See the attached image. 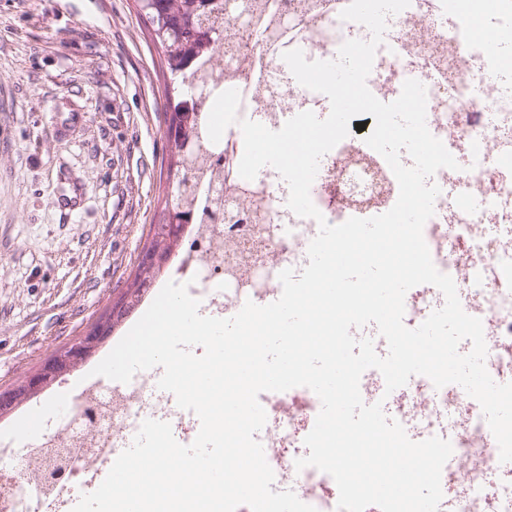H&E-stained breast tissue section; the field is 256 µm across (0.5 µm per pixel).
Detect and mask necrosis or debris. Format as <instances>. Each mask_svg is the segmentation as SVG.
Wrapping results in <instances>:
<instances>
[{"label": "necrosis or debris", "mask_w": 512, "mask_h": 512, "mask_svg": "<svg viewBox=\"0 0 512 512\" xmlns=\"http://www.w3.org/2000/svg\"><path fill=\"white\" fill-rule=\"evenodd\" d=\"M252 2L261 27L220 21L224 51L188 69L185 86L192 89L219 75L225 88L240 93L239 118L272 130L304 111L326 118L328 98L301 86L282 55L299 49L307 60H332L343 42L369 39V30L341 20L336 0ZM410 78L426 88L430 132L459 164L432 178L441 193L423 228L424 239L436 268L453 278L464 297V311L486 321L493 372L512 379V237L479 236L484 225L512 223V0H411L389 16L367 86L390 103ZM217 148L224 154V199L243 207L248 219L187 226L170 279L188 284L201 308L221 318L237 314L245 301L279 298V273L304 269L319 226L288 208L289 188L274 168L251 181L240 177L244 145L238 125L225 130ZM310 194L327 222L340 224L387 212L399 186L386 160L363 136L352 134L323 156ZM472 199L477 207H469ZM158 381L150 369L110 396L95 386L75 394L65 426L0 471V512H49L62 494L82 493L87 475L111 461L113 449L130 445L144 420H193L194 412L179 408ZM262 401L269 413L265 440L280 478L301 484V501L316 512H337L334 479L311 466L295 467V449L319 413L318 396L296 387L263 395ZM393 404L400 423L414 433L438 435L443 417H459L452 442L457 470L441 480L457 512H512L511 484L491 494L484 490L485 467L474 457L481 452L495 460L499 448L455 386L438 389L420 375L406 391L394 393Z\"/></svg>", "instance_id": "necrosis-or-debris-1"}]
</instances>
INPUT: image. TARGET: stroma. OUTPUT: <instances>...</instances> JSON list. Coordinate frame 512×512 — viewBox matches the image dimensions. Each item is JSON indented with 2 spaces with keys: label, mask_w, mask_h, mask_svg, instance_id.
Instances as JSON below:
<instances>
[{
  "label": "stroma",
  "mask_w": 512,
  "mask_h": 512,
  "mask_svg": "<svg viewBox=\"0 0 512 512\" xmlns=\"http://www.w3.org/2000/svg\"><path fill=\"white\" fill-rule=\"evenodd\" d=\"M170 81L134 0H0V389L17 384L80 336L127 290L158 223L172 162ZM82 114L69 133L51 118L62 97ZM81 188L73 216L57 205ZM158 288L95 358L0 418L9 446L29 447L32 414L52 411L142 317Z\"/></svg>",
  "instance_id": "stroma-1"
}]
</instances>
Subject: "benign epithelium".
Segmentation results:
<instances>
[{
    "mask_svg": "<svg viewBox=\"0 0 512 512\" xmlns=\"http://www.w3.org/2000/svg\"><path fill=\"white\" fill-rule=\"evenodd\" d=\"M167 137L170 140H178L182 152L192 148L193 140L190 134L185 132L184 125L179 121L170 122L167 125ZM188 217L183 210L169 209L165 216V223L153 225L152 233H162L164 236L178 237L182 235L186 227ZM108 330L105 322L101 321L88 329L76 342L65 350L57 352L44 360L40 367L27 375L16 387L0 391V410L11 411L20 399L15 397V392L25 389L27 395L37 394L47 388L63 372L76 367L87 359L96 347L107 339Z\"/></svg>",
    "mask_w": 512,
    "mask_h": 512,
    "instance_id": "obj_1",
    "label": "benign epithelium"
}]
</instances>
